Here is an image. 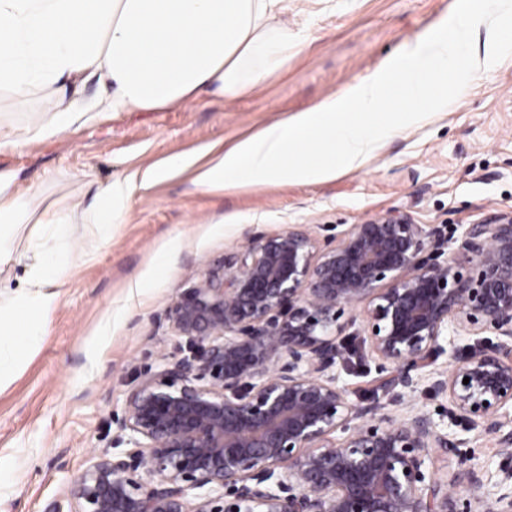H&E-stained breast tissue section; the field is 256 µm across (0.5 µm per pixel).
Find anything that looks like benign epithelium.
Listing matches in <instances>:
<instances>
[{"label":"benign epithelium","instance_id":"7a95c632","mask_svg":"<svg viewBox=\"0 0 512 512\" xmlns=\"http://www.w3.org/2000/svg\"><path fill=\"white\" fill-rule=\"evenodd\" d=\"M389 214L319 246L304 224L255 233L178 294L185 345L128 394L116 443L72 483L78 512H512L473 469L442 481L448 430L407 405L421 379L456 416L512 449V213L468 224L456 251ZM361 338L392 366L383 396L354 403L337 370ZM493 332L450 354L448 337ZM469 383H463L464 378Z\"/></svg>","mask_w":512,"mask_h":512}]
</instances>
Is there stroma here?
Returning <instances> with one entry per match:
<instances>
[{"label": "stroma", "mask_w": 512, "mask_h": 512, "mask_svg": "<svg viewBox=\"0 0 512 512\" xmlns=\"http://www.w3.org/2000/svg\"><path fill=\"white\" fill-rule=\"evenodd\" d=\"M454 8L455 0H290L283 20L306 41L253 93L228 98L211 89L179 108L103 112L61 136L0 150V171L19 187H42L47 202L90 203L115 177L176 154L205 155L340 92ZM192 178L138 190L108 242L93 225H72L87 258L60 284L47 335L0 390V457L11 463L0 473V512H73L70 485L112 454L127 395L177 344L167 313L179 292L247 235L305 224L322 241L398 211L440 228L454 249L463 225L512 211V51L490 60L446 112L397 131L360 169L230 193ZM107 322L112 332L100 336ZM390 370L357 361L340 369L339 382L352 400H367ZM410 402L460 440L435 460L442 479L470 467L491 489L512 470V452L451 414L427 380Z\"/></svg>", "instance_id": "stroma-1"}]
</instances>
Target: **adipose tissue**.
Segmentation results:
<instances>
[{
	"label": "adipose tissue",
	"mask_w": 512,
	"mask_h": 512,
	"mask_svg": "<svg viewBox=\"0 0 512 512\" xmlns=\"http://www.w3.org/2000/svg\"><path fill=\"white\" fill-rule=\"evenodd\" d=\"M510 11L512 0H487L481 11L463 0L364 79L215 155L195 184L231 192L285 181L319 183L360 168L395 130L447 111L488 56L512 50L491 20ZM283 12L284 0H0V87L12 92L17 106L33 92H62L93 76L108 88L91 107L71 100L28 113L22 122L1 112L0 150L57 136L91 122L99 111L169 109L210 88L228 97L247 95L304 43L282 25ZM481 28L484 53H465L469 35ZM395 86L406 105L390 114L383 103ZM191 164L175 155L116 177L87 207L66 199L43 205L40 189H17L14 177L0 172V265L25 262L24 288L0 289V389L46 335L58 283L85 258L68 244L71 226L94 225L100 241L110 240L113 225L126 222L138 189ZM33 219L42 229L25 253H17V231Z\"/></svg>",
	"instance_id": "adipose-tissue-1"
}]
</instances>
